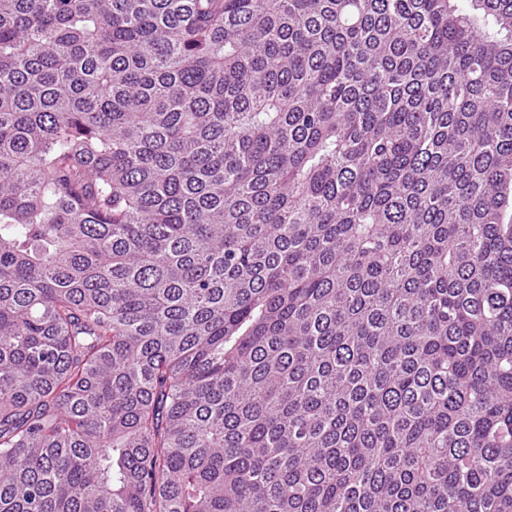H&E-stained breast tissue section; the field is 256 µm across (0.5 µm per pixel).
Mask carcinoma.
Segmentation results:
<instances>
[{"label":"carcinoma","mask_w":512,"mask_h":512,"mask_svg":"<svg viewBox=\"0 0 512 512\" xmlns=\"http://www.w3.org/2000/svg\"><path fill=\"white\" fill-rule=\"evenodd\" d=\"M0 0V512H512V0Z\"/></svg>","instance_id":"1"}]
</instances>
